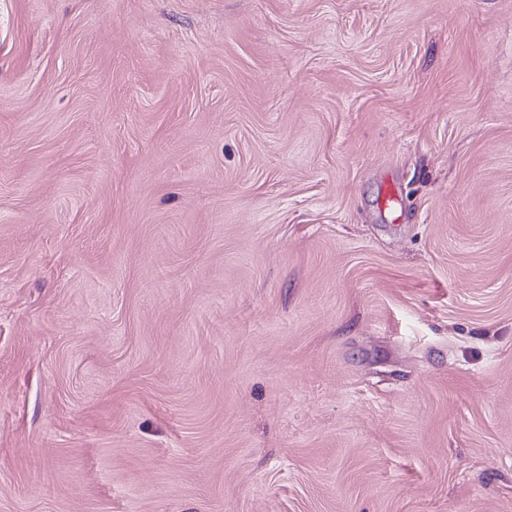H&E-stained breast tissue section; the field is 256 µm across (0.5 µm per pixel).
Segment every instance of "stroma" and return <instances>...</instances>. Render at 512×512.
<instances>
[{"label":"stroma","instance_id":"35a3bbf8","mask_svg":"<svg viewBox=\"0 0 512 512\" xmlns=\"http://www.w3.org/2000/svg\"><path fill=\"white\" fill-rule=\"evenodd\" d=\"M0 512H512V0H0Z\"/></svg>","mask_w":512,"mask_h":512}]
</instances>
